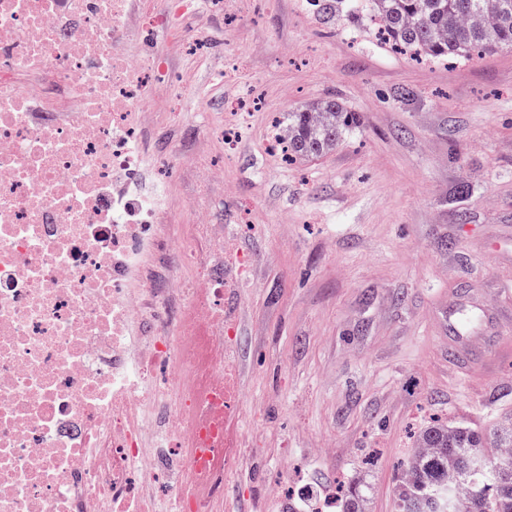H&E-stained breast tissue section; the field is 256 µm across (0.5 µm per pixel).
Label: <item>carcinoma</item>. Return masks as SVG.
Segmentation results:
<instances>
[{"instance_id":"obj_1","label":"carcinoma","mask_w":512,"mask_h":512,"mask_svg":"<svg viewBox=\"0 0 512 512\" xmlns=\"http://www.w3.org/2000/svg\"><path fill=\"white\" fill-rule=\"evenodd\" d=\"M310 2L328 22L343 16L344 0ZM365 9L386 41L429 59L512 50V0H365ZM355 123L343 102L317 100L288 113L283 154L292 161L321 157ZM444 493L450 512H512L511 421L484 432L434 421L420 431L397 489L399 512H439ZM341 512H368L365 491L349 488Z\"/></svg>"}]
</instances>
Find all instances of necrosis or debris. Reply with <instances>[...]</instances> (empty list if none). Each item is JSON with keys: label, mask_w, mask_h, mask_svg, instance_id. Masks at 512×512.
Masks as SVG:
<instances>
[{"label": "necrosis or debris", "mask_w": 512, "mask_h": 512, "mask_svg": "<svg viewBox=\"0 0 512 512\" xmlns=\"http://www.w3.org/2000/svg\"><path fill=\"white\" fill-rule=\"evenodd\" d=\"M198 0H0V512H215L227 468L234 319L251 266L215 233L221 171L199 160L195 224H174L140 115ZM178 255L190 277L149 266ZM151 412L154 454L142 439ZM151 478L163 489L144 500Z\"/></svg>", "instance_id": "4bbe7bcc"}]
</instances>
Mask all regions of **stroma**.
<instances>
[{"mask_svg": "<svg viewBox=\"0 0 512 512\" xmlns=\"http://www.w3.org/2000/svg\"><path fill=\"white\" fill-rule=\"evenodd\" d=\"M211 54L175 59L177 139L198 129L224 168L225 241L252 260L237 324L239 453L217 512H313L293 489L366 486L398 512L400 463L434 416L512 420V355L452 366L449 317L489 307L512 341V50L448 65L381 45L361 11L326 24L306 0H240L187 16ZM246 97L224 150V101ZM336 97L357 123L331 153L286 164L274 122Z\"/></svg>", "mask_w": 512, "mask_h": 512, "instance_id": "stroma-1", "label": "stroma"}]
</instances>
